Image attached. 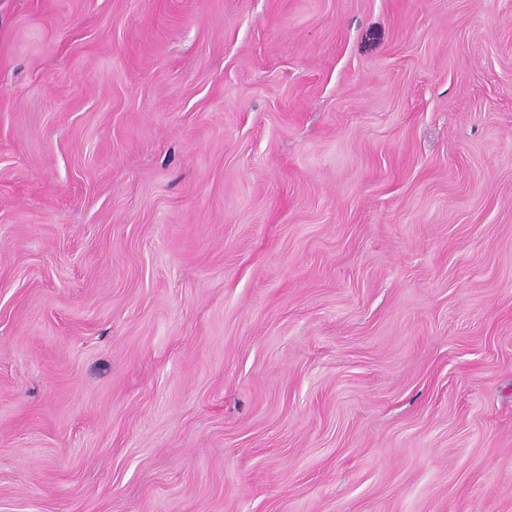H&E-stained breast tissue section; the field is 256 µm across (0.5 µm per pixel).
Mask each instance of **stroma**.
<instances>
[{"instance_id":"stroma-1","label":"stroma","mask_w":512,"mask_h":512,"mask_svg":"<svg viewBox=\"0 0 512 512\" xmlns=\"http://www.w3.org/2000/svg\"><path fill=\"white\" fill-rule=\"evenodd\" d=\"M0 512H512V0H0Z\"/></svg>"}]
</instances>
